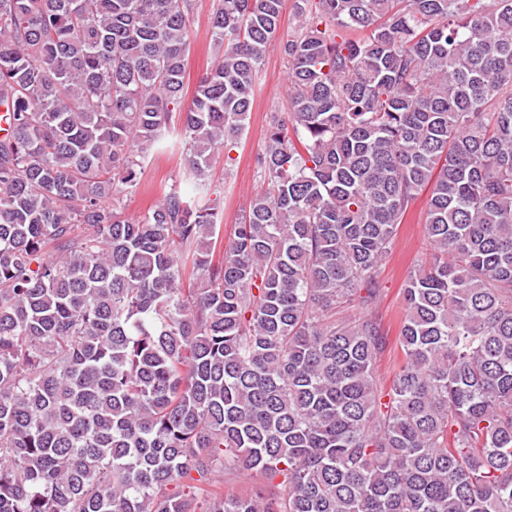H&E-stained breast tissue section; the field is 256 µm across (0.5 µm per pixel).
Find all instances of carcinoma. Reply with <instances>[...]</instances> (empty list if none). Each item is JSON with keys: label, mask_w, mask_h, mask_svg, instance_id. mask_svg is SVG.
I'll list each match as a JSON object with an SVG mask.
<instances>
[{"label": "carcinoma", "mask_w": 512, "mask_h": 512, "mask_svg": "<svg viewBox=\"0 0 512 512\" xmlns=\"http://www.w3.org/2000/svg\"><path fill=\"white\" fill-rule=\"evenodd\" d=\"M295 2L226 240L200 200L285 0H214L191 91L193 0H0V512H512V0ZM422 193L385 390L371 311ZM170 150L164 154H149L140 185L125 202L127 215L134 218L143 216L149 208L159 203L164 190L179 182L185 160L177 147L172 152Z\"/></svg>", "instance_id": "carcinoma-1"}]
</instances>
